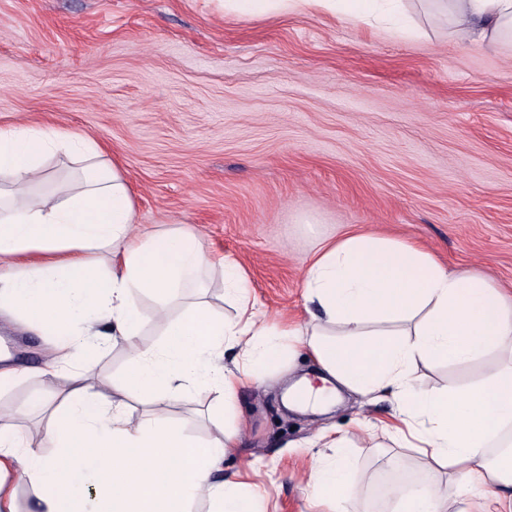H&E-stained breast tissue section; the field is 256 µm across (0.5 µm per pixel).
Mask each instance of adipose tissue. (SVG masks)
Segmentation results:
<instances>
[{
	"label": "adipose tissue",
	"instance_id": "1",
	"mask_svg": "<svg viewBox=\"0 0 512 512\" xmlns=\"http://www.w3.org/2000/svg\"><path fill=\"white\" fill-rule=\"evenodd\" d=\"M431 19L446 18L453 35L475 43H512V0H425ZM237 14L300 12L309 7L349 19L406 23L403 0H224ZM63 155L76 167V190L65 196L20 194L38 184L45 162ZM112 254L110 268L97 261ZM28 252L44 259L15 269ZM221 266L224 288L238 304L235 320L197 306L185 319L167 318L169 300L182 288L203 287L204 274ZM303 326H262L247 276L235 258L215 260L192 232L159 234L137 226L134 195L117 165L97 142L77 133L26 126L0 128V316L56 336L65 348L92 338L124 337L130 367L122 394L153 404L188 400L209 391L210 421L220 437H187L165 415L132 418L109 406L103 382L88 371L65 377L69 392L52 413L46 438L58 452L43 456L19 445L0 425V512H14L9 479L27 478L37 489L38 512H187L205 497L211 512H262L260 490H245L222 473L237 429L224 412L240 386L274 362L285 340L308 348L327 380L363 397H392L391 423L365 427L415 449L422 478L399 491L401 512H450L443 476L479 512H512V291L482 275L448 270L416 245L371 234H352L324 246L304 278ZM152 297L164 327L159 347L137 343L139 296ZM377 322L390 323L375 332ZM342 340L328 339L326 325ZM235 350L224 364L225 350ZM491 359L474 384L427 390L416 384L419 364H466ZM348 436L327 440L332 457L317 456L308 496L328 512H349L360 493L347 475Z\"/></svg>",
	"mask_w": 512,
	"mask_h": 512
}]
</instances>
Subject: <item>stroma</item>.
<instances>
[{
  "label": "stroma",
  "instance_id": "stroma-1",
  "mask_svg": "<svg viewBox=\"0 0 512 512\" xmlns=\"http://www.w3.org/2000/svg\"><path fill=\"white\" fill-rule=\"evenodd\" d=\"M95 139L157 232L194 231L242 264L267 322L304 318L303 273L324 244L355 233L416 243L449 270L512 290V50L450 37L447 24L405 37L391 26L325 11L241 17L218 0H0V128ZM234 317L221 269L170 303ZM20 376L0 387V418L40 441L65 391L37 373L51 337L0 318ZM92 371L120 382L123 341L94 349ZM313 374L305 353L282 354L236 402L242 430L224 457L269 512H309L305 483L319 434L381 425L392 404L355 394L331 412L280 408L285 371ZM484 365L422 364L419 386L478 381ZM210 394L163 407L188 435L217 429ZM350 480L370 492L390 458L409 481L405 448L349 449Z\"/></svg>",
  "mask_w": 512,
  "mask_h": 512
}]
</instances>
